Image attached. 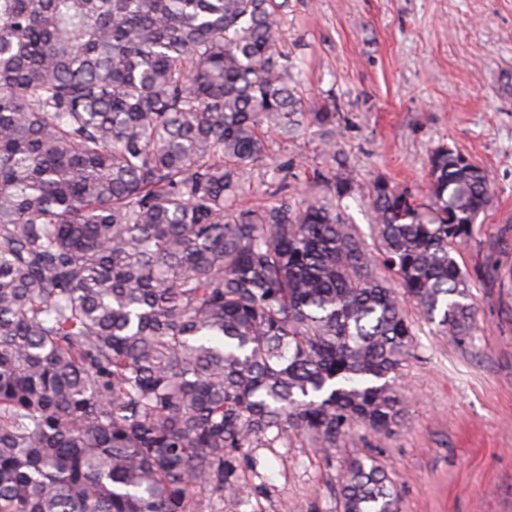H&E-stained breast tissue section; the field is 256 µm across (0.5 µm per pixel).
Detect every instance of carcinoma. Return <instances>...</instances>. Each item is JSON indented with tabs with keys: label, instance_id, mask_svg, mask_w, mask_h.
Wrapping results in <instances>:
<instances>
[{
	"label": "carcinoma",
	"instance_id": "carcinoma-1",
	"mask_svg": "<svg viewBox=\"0 0 512 512\" xmlns=\"http://www.w3.org/2000/svg\"><path fill=\"white\" fill-rule=\"evenodd\" d=\"M287 0H0V512H200L291 428L399 425L412 302L472 336L460 250L492 202L457 151L423 201L369 187L383 264L337 201L235 208L265 139L336 113L298 94ZM340 512H401L370 455Z\"/></svg>",
	"mask_w": 512,
	"mask_h": 512
}]
</instances>
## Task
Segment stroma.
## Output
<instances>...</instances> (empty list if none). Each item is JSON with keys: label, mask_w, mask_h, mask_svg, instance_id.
Masks as SVG:
<instances>
[{"label": "stroma", "mask_w": 512, "mask_h": 512, "mask_svg": "<svg viewBox=\"0 0 512 512\" xmlns=\"http://www.w3.org/2000/svg\"><path fill=\"white\" fill-rule=\"evenodd\" d=\"M281 28L300 95L336 108V151L309 122L295 137L269 135L238 207L270 205L278 181L296 200L328 198L332 185L312 174L339 175L351 185L341 209L375 256V177L419 193L444 144L486 171L494 196L462 253L472 337L406 309L417 347L395 382L404 425L337 450L293 431L252 449L240 465L249 488L228 512H337L344 461L357 454L383 465L402 512H512V0H288Z\"/></svg>", "instance_id": "stroma-1"}]
</instances>
